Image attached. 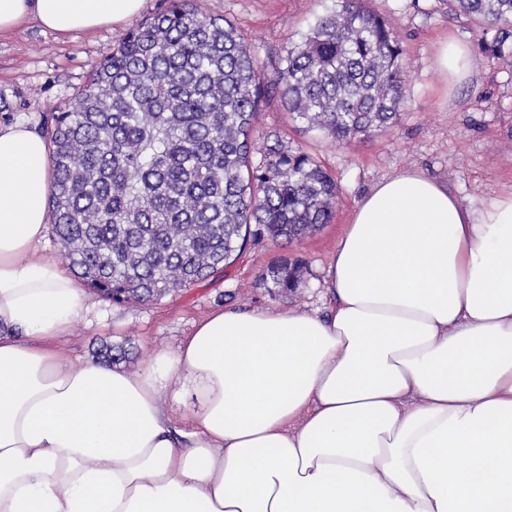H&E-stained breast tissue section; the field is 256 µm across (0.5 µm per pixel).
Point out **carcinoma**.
Wrapping results in <instances>:
<instances>
[{
  "label": "carcinoma",
  "mask_w": 512,
  "mask_h": 512,
  "mask_svg": "<svg viewBox=\"0 0 512 512\" xmlns=\"http://www.w3.org/2000/svg\"><path fill=\"white\" fill-rule=\"evenodd\" d=\"M447 4L480 18L483 50L512 62V0ZM407 83L402 42L369 0H335L270 73L233 22L165 0L54 117L49 219L69 266L104 298L142 302L229 266L252 224L292 241L330 223L336 182L312 156L276 140L251 163L260 104L277 98L349 141L394 124ZM301 272L280 259L259 283L286 293Z\"/></svg>",
  "instance_id": "obj_1"
}]
</instances>
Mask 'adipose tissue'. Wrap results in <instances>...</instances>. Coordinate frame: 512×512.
<instances>
[{
  "label": "adipose tissue",
  "instance_id": "1",
  "mask_svg": "<svg viewBox=\"0 0 512 512\" xmlns=\"http://www.w3.org/2000/svg\"><path fill=\"white\" fill-rule=\"evenodd\" d=\"M144 0H0V33ZM46 140L0 125V512H512V191L416 167L356 202L323 311L218 309L138 372L65 361ZM181 427H173L171 409Z\"/></svg>",
  "mask_w": 512,
  "mask_h": 512
}]
</instances>
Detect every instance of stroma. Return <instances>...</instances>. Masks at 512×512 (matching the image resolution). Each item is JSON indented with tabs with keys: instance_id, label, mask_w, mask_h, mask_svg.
Instances as JSON below:
<instances>
[{
	"instance_id": "1",
	"label": "stroma",
	"mask_w": 512,
	"mask_h": 512,
	"mask_svg": "<svg viewBox=\"0 0 512 512\" xmlns=\"http://www.w3.org/2000/svg\"><path fill=\"white\" fill-rule=\"evenodd\" d=\"M397 26L409 71L408 101L391 128L349 142L292 119L278 100L264 101L256 138L317 158L337 183L329 224L287 245L250 239L224 269L203 281L148 303L117 304L87 292L89 311L59 339L57 350L73 364L100 362L105 348L124 351L118 367L137 372L162 353L175 351L195 324L216 308L297 309L325 302L326 267L357 200L381 177L417 167L448 182L466 202L512 190V69L483 52L478 20L449 14L443 0H371ZM333 0H204L211 15L232 20L249 38L260 65H271L289 42L300 40ZM129 29L128 24L61 36L28 22L0 36V123L23 122L46 134L54 113L68 109L93 67ZM466 41L478 61L467 80L447 79L435 64L440 40ZM300 261L294 293L281 296L258 283L268 264Z\"/></svg>"
}]
</instances>
